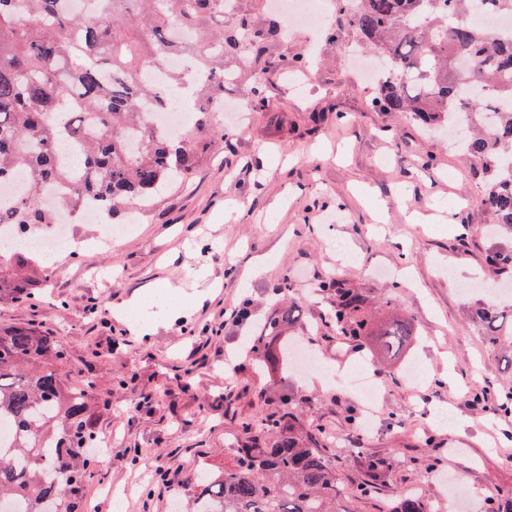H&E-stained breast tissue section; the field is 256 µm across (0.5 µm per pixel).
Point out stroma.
I'll return each mask as SVG.
<instances>
[{"mask_svg":"<svg viewBox=\"0 0 512 512\" xmlns=\"http://www.w3.org/2000/svg\"><path fill=\"white\" fill-rule=\"evenodd\" d=\"M313 49L301 92L282 96L284 75L271 72L268 103L247 108L233 152L206 154L188 184L140 210L132 234L61 253L41 298L0 302L1 326L59 337L68 369L110 395L98 427L118 456L85 490L97 512H172L196 464L222 465L244 426L284 397L336 466L340 512H382L417 487L434 503L459 470L476 499L461 512H486L488 497L512 490V416L471 405L480 390L512 386L474 320L494 244L481 185L447 137L371 106L340 42ZM445 202L456 223L443 222ZM331 280L371 300L373 331L397 316L411 323L397 355L381 361L337 337ZM281 301L300 318L273 340L278 362L263 367L246 344ZM295 346L333 367L367 366L380 390L371 433L360 429L361 398L300 368ZM414 359L427 372L419 386L404 372ZM356 448L394 465L370 497L355 492Z\"/></svg>","mask_w":512,"mask_h":512,"instance_id":"35a3bbf8","label":"stroma"}]
</instances>
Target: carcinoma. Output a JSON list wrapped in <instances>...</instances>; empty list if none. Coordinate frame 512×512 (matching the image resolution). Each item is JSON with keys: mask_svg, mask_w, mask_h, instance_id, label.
Listing matches in <instances>:
<instances>
[{"mask_svg": "<svg viewBox=\"0 0 512 512\" xmlns=\"http://www.w3.org/2000/svg\"><path fill=\"white\" fill-rule=\"evenodd\" d=\"M226 0H86L75 12L69 0H0V183L22 169L32 185L55 181L59 201L72 213L88 205L109 222L134 202H152L168 183L190 180L204 155L224 145L211 107L224 97L227 64L244 58L251 102L266 105L265 74L305 66L304 56H269L282 41L279 19L253 20L244 0L224 12ZM342 6L331 36L352 35L386 61V78L374 88L373 107L410 112L430 131L463 124L455 143L484 186L494 237L508 245L488 256L497 284L512 282V40L465 24L461 15L484 9L512 14V0H356ZM189 59L190 70L171 75L200 110L188 130L167 134L147 126L145 107L169 104L164 88L145 80L149 66L169 56ZM54 223L34 191L0 207V225L40 231ZM49 261L28 250L0 255V302L40 295ZM336 335L364 342L372 335L365 298L332 284ZM482 341L512 363V301L487 302L475 312ZM295 321L281 306L251 351L264 362L276 355L266 341ZM413 335L401 319L377 334L386 353ZM66 354L55 336L30 326L0 327V424L14 430L0 443V502L19 500L26 512H78L95 476L97 424L108 398L95 379L71 383ZM222 467L188 480L189 512H336L343 494L336 468L317 438L304 432L292 410L261 420L259 432ZM274 437L267 445L263 435ZM367 480L362 493L388 476L390 463L358 460ZM390 512H428L402 495Z\"/></svg>", "mask_w": 512, "mask_h": 512, "instance_id": "cac0c4a2", "label": "carcinoma"}]
</instances>
